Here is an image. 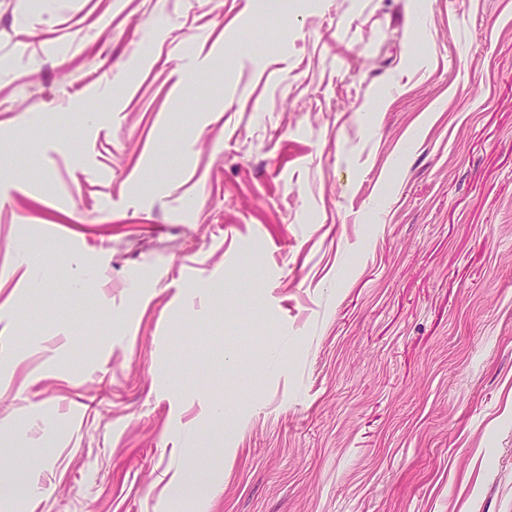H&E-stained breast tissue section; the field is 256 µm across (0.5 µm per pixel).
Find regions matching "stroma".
<instances>
[{
    "mask_svg": "<svg viewBox=\"0 0 512 512\" xmlns=\"http://www.w3.org/2000/svg\"><path fill=\"white\" fill-rule=\"evenodd\" d=\"M0 144V512H512V0H0Z\"/></svg>",
    "mask_w": 512,
    "mask_h": 512,
    "instance_id": "obj_1",
    "label": "stroma"
}]
</instances>
